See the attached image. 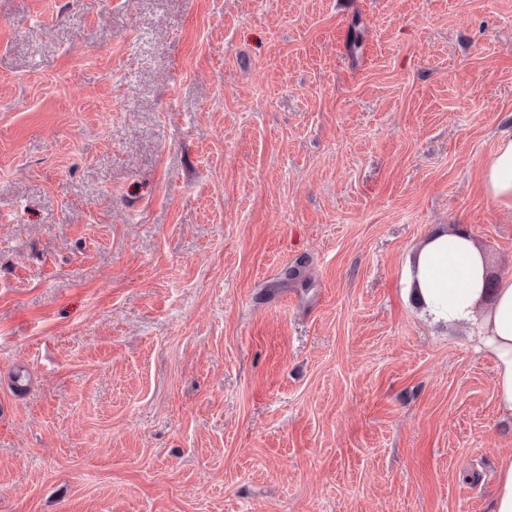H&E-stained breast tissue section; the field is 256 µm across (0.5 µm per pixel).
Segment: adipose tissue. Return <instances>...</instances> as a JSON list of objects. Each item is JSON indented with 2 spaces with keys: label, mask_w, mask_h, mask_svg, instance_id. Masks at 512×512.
Instances as JSON below:
<instances>
[{
  "label": "adipose tissue",
  "mask_w": 512,
  "mask_h": 512,
  "mask_svg": "<svg viewBox=\"0 0 512 512\" xmlns=\"http://www.w3.org/2000/svg\"><path fill=\"white\" fill-rule=\"evenodd\" d=\"M483 188L493 201L512 207V138L503 139L486 163ZM486 260L464 229L435 232L411 265L410 294L423 313L443 326L468 325L495 361L496 397L512 412V276L486 296Z\"/></svg>",
  "instance_id": "1"
}]
</instances>
